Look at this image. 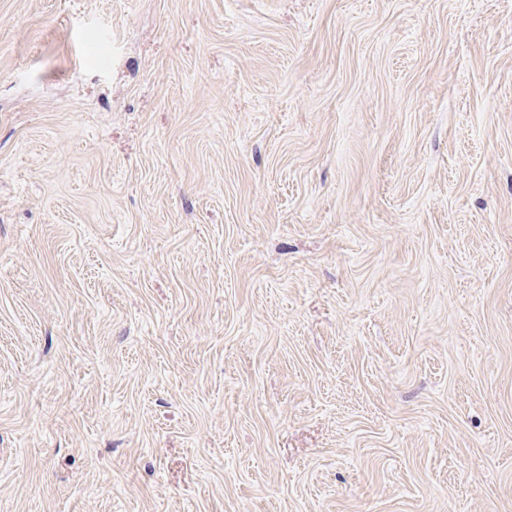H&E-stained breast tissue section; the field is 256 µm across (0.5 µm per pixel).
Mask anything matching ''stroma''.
<instances>
[{"label": "stroma", "instance_id": "35a3bbf8", "mask_svg": "<svg viewBox=\"0 0 512 512\" xmlns=\"http://www.w3.org/2000/svg\"><path fill=\"white\" fill-rule=\"evenodd\" d=\"M0 512H512V0H0Z\"/></svg>", "mask_w": 512, "mask_h": 512}]
</instances>
